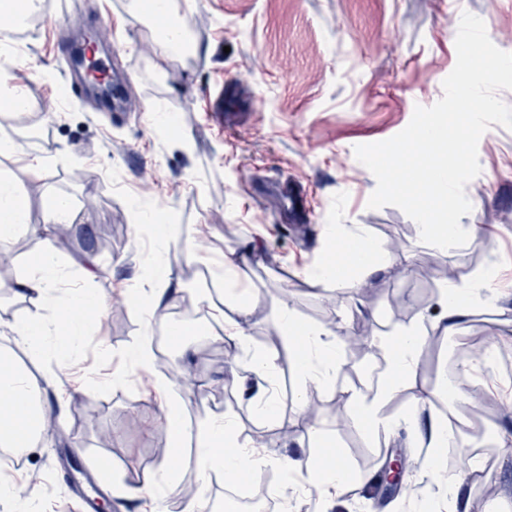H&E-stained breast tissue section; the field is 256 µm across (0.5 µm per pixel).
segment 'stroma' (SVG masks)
<instances>
[{
  "mask_svg": "<svg viewBox=\"0 0 512 512\" xmlns=\"http://www.w3.org/2000/svg\"><path fill=\"white\" fill-rule=\"evenodd\" d=\"M79 4L82 35L108 42L112 72L121 80V110L111 119L80 106L67 85L65 60L52 43L53 33ZM177 17L189 24L198 55L172 56L178 81L160 75L141 47L155 28L137 14L133 0H42L41 9L20 27V38L0 41V64L10 73L28 109L0 123V141L20 145L19 153L0 156L30 198L28 221L37 233L19 234L11 245L16 261L0 271V350L14 347L20 325L32 311L30 299L14 295L10 284L28 258L56 244L48 222L49 198L65 197L74 219L65 246H58L63 268L61 289L88 288L106 303L101 319L83 336L72 357L45 351L28 370L42 401L57 421L20 470L0 476L2 484L27 485V505L0 496V512H72L69 487L78 474L88 475L98 498L112 512H184L188 503L204 508L211 494L202 484L196 447L186 444L183 464L173 481L160 475L161 449L169 447L167 407L143 385L147 373L130 367L127 348L142 338L147 325L182 319L196 326L184 344L152 343L154 357L169 371L192 374L189 389L172 394L186 408L189 424L226 416L239 442L256 446L268 460L261 477L278 481L282 462L311 453L341 457L351 479L332 497L310 493L305 472L291 476L296 486L284 512H365L370 487L361 477L377 475L385 458L381 447L407 448L405 427L369 434L356 422L347 403L364 391V368L376 361L367 353L355 361L340 358L327 381L299 383L295 368L276 367L272 376L275 410L260 414L248 395L253 372L241 364L236 375L224 369V344L211 314L212 306L233 313L231 295L253 297L248 318L255 348L280 355L275 343L281 326L271 307L288 300L297 319L325 325L336 336L356 326L368 312L374 336L403 328L438 337L424 344L426 373L434 385L451 365L460 341L474 337L497 345L491 370L475 371L480 393L489 404L486 424L493 442L479 459L484 474L467 481L463 496L473 504L490 500L512 507V446L501 447V433L512 434V414L498 404L512 401V380L501 379V364L512 354V130L492 125L478 145L480 174L465 188L472 210L460 224L469 233L461 247L439 249L420 240L417 223L401 209H371L373 174L354 155L359 144L386 140L409 123L415 106H431L443 95L442 82L456 63L455 38L462 13L480 17L494 44L512 52V0H177ZM225 111L239 113L247 129L225 138L214 119L215 94ZM56 96L58 112L43 113L42 95ZM170 113L181 131L172 138L154 125L153 109ZM49 127L42 147L30 145L32 132ZM39 160L38 179L27 174ZM269 181L296 180L308 191L313 212L307 221L284 225L279 198L268 191L262 205L250 197L254 175ZM157 211L174 224L178 237L168 259L176 273L196 268L184 281L187 295H203L207 304L171 302L143 318L127 308L112 307L114 289L146 288L158 255L150 225L134 221L136 211ZM361 229L380 245L401 240L405 252L384 273L356 290L353 276L309 284L323 259L331 234ZM206 238L209 246L187 259L183 237ZM251 254L237 276L208 279L228 252ZM92 255L97 277L84 280L79 266ZM473 277L494 270L469 323L448 337L436 324L442 272ZM120 383H112V376ZM317 408V432L298 423L297 395ZM111 459L110 469L95 471L97 457ZM155 486L156 505L133 500L130 484Z\"/></svg>",
  "mask_w": 512,
  "mask_h": 512,
  "instance_id": "1",
  "label": "stroma"
}]
</instances>
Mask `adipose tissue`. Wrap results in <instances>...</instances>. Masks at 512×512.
Listing matches in <instances>:
<instances>
[{
	"mask_svg": "<svg viewBox=\"0 0 512 512\" xmlns=\"http://www.w3.org/2000/svg\"><path fill=\"white\" fill-rule=\"evenodd\" d=\"M28 203L25 192L12 175L0 173V242L9 243L15 235L26 230ZM396 251L378 246L363 234L334 235L319 275L313 276V285H321L329 278L347 272L357 273L359 284H366L370 276L391 267ZM60 269L54 249H45L31 256L13 284L16 294L33 298L36 310L23 321L21 334L31 356H39L45 349V338H52L55 352L67 358L77 348L89 329L91 312L103 311L104 302L86 289L70 291L61 297ZM155 285L149 290L121 292L122 303L136 312L147 315L160 303L182 291L172 266L159 261L154 269ZM492 275L481 280L454 276L444 279L441 295L442 312L437 320L445 333H452L466 323L477 299L478 288L489 287ZM275 314L288 338V354L293 358L300 382H320L336 367V349L324 344L327 328L298 322L287 303H280ZM423 336L413 328L393 333L383 340L388 354V372L372 397L351 395L349 404L369 430L387 426L382 414L384 404L395 394L414 390L416 405L429 402L432 395L419 383L417 362ZM455 409L432 417L428 423L410 419L409 430L428 439L432 459H441L448 449V435L456 426ZM54 420L42 405L34 383L22 367L11 363L6 353H0V447L27 449L52 431ZM197 468L202 481H209L214 473H221L225 481L238 482L247 475H259L267 465L257 450L240 444L232 422L216 417L200 423L196 428ZM288 470H303L309 484L319 495L335 493L348 479L343 462H332L314 454L306 460L291 461Z\"/></svg>",
	"mask_w": 512,
	"mask_h": 512,
	"instance_id": "adipose-tissue-1",
	"label": "adipose tissue"
}]
</instances>
